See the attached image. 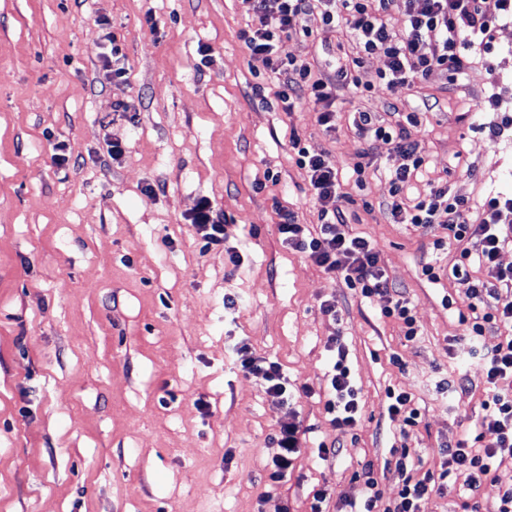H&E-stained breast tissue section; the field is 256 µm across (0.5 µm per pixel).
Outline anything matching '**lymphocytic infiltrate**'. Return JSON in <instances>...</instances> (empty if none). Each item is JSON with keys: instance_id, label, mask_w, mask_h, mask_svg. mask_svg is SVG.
Segmentation results:
<instances>
[{"instance_id": "obj_1", "label": "lymphocytic infiltrate", "mask_w": 512, "mask_h": 512, "mask_svg": "<svg viewBox=\"0 0 512 512\" xmlns=\"http://www.w3.org/2000/svg\"><path fill=\"white\" fill-rule=\"evenodd\" d=\"M252 16V24L240 33L252 58L278 79V99L286 111L306 103L318 109V121L326 130L336 128L337 92L352 94L380 92L394 97L413 90L435 70L461 74L468 66L469 53L479 54L491 62L495 47L492 32L497 26L512 22V0H243ZM322 7L325 25L344 28L361 53H383L389 60L387 72L376 81H362L358 75L359 57L336 58L321 73H313L307 62L282 60L280 43L304 31V21L315 7ZM405 17L404 33L393 31L387 18L393 12ZM414 115L405 122L384 126L371 113L358 112L353 118L362 149L354 165L356 175L370 167V158L377 141L392 143L403 163L390 171L391 200L388 209L395 223L409 224L428 231L433 227L445 230V237L436 239V248L459 244L456 262L444 268L425 261L421 271L427 281L436 283L452 277L468 310L462 322L466 337L478 343L485 331L497 325L512 326V268L502 267L498 257L505 245L512 243V224L504 214L512 213V194L492 192L480 202L479 222H469L468 199L451 193L446 181H433L426 194L409 198L405 189L414 173L424 163L423 148L407 131ZM297 163L306 168L310 186L320 209L318 231L298 223L293 212L279 210L278 231L284 247L306 254L325 272L343 279L346 286L364 298L378 296L386 304L382 314L398 319L403 336L413 340L418 334L410 313L408 300L390 282L380 264L376 244L353 233L347 222L343 203L347 196L341 190L335 166L325 155L312 154L298 148ZM480 243L478 252L466 248L468 240ZM479 268L480 277H472V268ZM333 354L330 386L324 402L325 411L342 432L358 427L360 405L351 379L346 352L340 338L329 344ZM243 372L253 374L266 383L268 395L287 399L288 378L280 364L258 355L249 344L237 349ZM483 370L486 395L481 403V432L459 440L446 448L440 463L439 476L424 474L416 478L404 476L396 497L380 505L376 491L377 479L371 466H364L360 476L367 496L363 512H419L420 501L431 494H443L452 472L468 473L470 495L462 504L464 512H482L476 492L482 480L494 477L504 458H512V335L503 337L487 353H477ZM495 439L484 442L483 432ZM278 448L268 472V488L281 486L291 474L301 448L300 429L296 423H282L272 439Z\"/></svg>"}]
</instances>
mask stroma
Masks as SVG:
<instances>
[{
	"label": "stroma",
	"mask_w": 512,
	"mask_h": 512,
	"mask_svg": "<svg viewBox=\"0 0 512 512\" xmlns=\"http://www.w3.org/2000/svg\"><path fill=\"white\" fill-rule=\"evenodd\" d=\"M250 22L242 0H0V512H310L316 486L331 505L363 502L354 474L367 463L386 501L402 448L434 473L444 446L478 433L485 379L465 305L454 279L421 274L455 250L435 249L442 229L394 223L384 171L403 159L391 143L356 178L349 118L416 115L427 165L410 193L439 177L474 202L512 191V124L485 106L493 93L512 102V24L494 33L493 69L477 62L451 83L435 71L394 100L340 91L328 133L312 107L275 97L240 38ZM306 23L312 37L279 54L325 67L342 36L320 12ZM113 36L122 78L104 65ZM296 137L336 166L350 226L410 302L414 341L384 300L282 246L278 208L318 222ZM204 198L224 215L223 245L190 222ZM336 336L362 407L347 433L323 407ZM242 341L281 364L289 404L240 370ZM462 372L468 393L448 395ZM390 388L411 396L417 426L390 421ZM291 417L306 443L269 494L270 438ZM321 444L340 451L320 459Z\"/></svg>",
	"instance_id": "35a3bbf8"
}]
</instances>
